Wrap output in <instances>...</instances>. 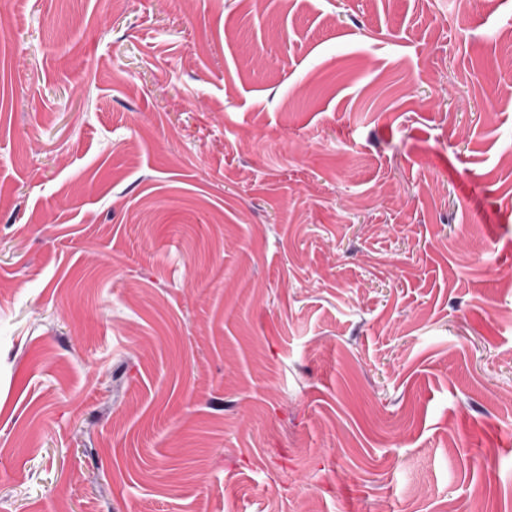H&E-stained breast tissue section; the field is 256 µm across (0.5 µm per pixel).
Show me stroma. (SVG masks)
Segmentation results:
<instances>
[{
    "label": "stroma",
    "instance_id": "stroma-1",
    "mask_svg": "<svg viewBox=\"0 0 512 512\" xmlns=\"http://www.w3.org/2000/svg\"><path fill=\"white\" fill-rule=\"evenodd\" d=\"M512 512V0H0V512Z\"/></svg>",
    "mask_w": 512,
    "mask_h": 512
}]
</instances>
